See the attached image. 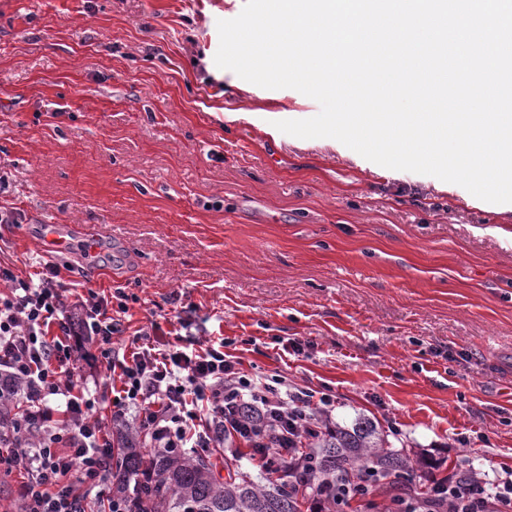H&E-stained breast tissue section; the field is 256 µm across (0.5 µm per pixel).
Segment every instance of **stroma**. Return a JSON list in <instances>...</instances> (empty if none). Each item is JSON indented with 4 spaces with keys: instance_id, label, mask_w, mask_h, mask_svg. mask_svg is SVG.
<instances>
[{
    "instance_id": "obj_1",
    "label": "stroma",
    "mask_w": 512,
    "mask_h": 512,
    "mask_svg": "<svg viewBox=\"0 0 512 512\" xmlns=\"http://www.w3.org/2000/svg\"><path fill=\"white\" fill-rule=\"evenodd\" d=\"M243 6L0 0V264L70 266V307L128 294L116 351L223 337L241 373L330 389L332 422L434 461L412 493L511 475L512 203L280 132L319 104L204 67Z\"/></svg>"
}]
</instances>
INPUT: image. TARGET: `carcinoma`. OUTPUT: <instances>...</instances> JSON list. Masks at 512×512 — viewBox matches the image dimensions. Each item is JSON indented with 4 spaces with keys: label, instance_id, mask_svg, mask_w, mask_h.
Masks as SVG:
<instances>
[{
    "label": "carcinoma",
    "instance_id": "obj_1",
    "mask_svg": "<svg viewBox=\"0 0 512 512\" xmlns=\"http://www.w3.org/2000/svg\"><path fill=\"white\" fill-rule=\"evenodd\" d=\"M141 443L140 434L128 429L117 431L112 442V495H125L134 479L145 474L134 496L137 512H301L299 499L283 483L247 475L221 482L214 462L200 455L164 448L148 455ZM386 445L369 417L359 414L348 425H336L310 445L313 470L307 498L321 500V512H336V480L354 474L375 476L382 492L396 495L415 468L407 456Z\"/></svg>",
    "mask_w": 512,
    "mask_h": 512
}]
</instances>
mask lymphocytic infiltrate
<instances>
[{"label": "lymphocytic infiltrate", "mask_w": 512, "mask_h": 512, "mask_svg": "<svg viewBox=\"0 0 512 512\" xmlns=\"http://www.w3.org/2000/svg\"><path fill=\"white\" fill-rule=\"evenodd\" d=\"M67 271L44 264L30 278L0 265V384L12 416L0 427V467L23 471V512H131L108 488L112 446L96 413L110 402L115 416L134 410L140 430L161 448H207L216 435L247 441L271 476L303 484L307 443L333 404L330 394L288 388L285 381L237 375L224 341L203 349L172 343L159 349L141 336L130 355L112 350L121 322L94 302L82 318L65 306ZM94 337L120 386L90 393L72 363ZM448 512H512V479L442 484Z\"/></svg>", "instance_id": "f902f5d3"}]
</instances>
